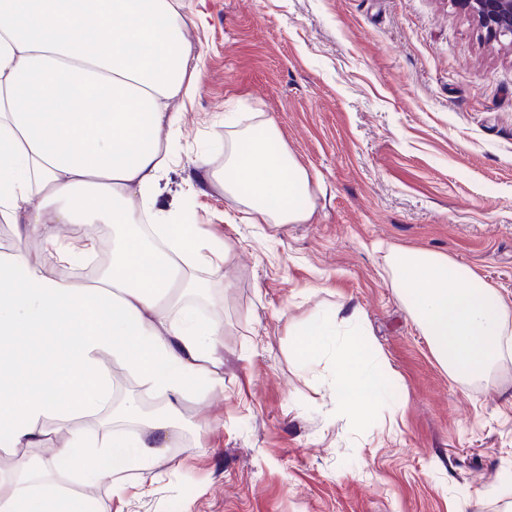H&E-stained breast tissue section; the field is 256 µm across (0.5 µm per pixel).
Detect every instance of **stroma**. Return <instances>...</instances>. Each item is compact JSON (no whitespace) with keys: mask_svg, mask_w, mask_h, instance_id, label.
<instances>
[{"mask_svg":"<svg viewBox=\"0 0 512 512\" xmlns=\"http://www.w3.org/2000/svg\"><path fill=\"white\" fill-rule=\"evenodd\" d=\"M200 57L164 204L228 256L205 271L224 309L223 392L181 401L179 435L137 496L52 479L77 512H512V360L452 378L393 288L390 249L440 252L512 295V48L452 0H204ZM272 118L311 176L298 224H247L195 181L227 129ZM235 216V223L224 220ZM353 322L397 389L367 420L329 395L334 362L303 366L315 317ZM404 404L392 416L390 404Z\"/></svg>","mask_w":512,"mask_h":512,"instance_id":"35a3bbf8","label":"stroma"}]
</instances>
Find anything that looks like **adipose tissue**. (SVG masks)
Returning a JSON list of instances; mask_svg holds the SVG:
<instances>
[{
  "label": "adipose tissue",
  "mask_w": 512,
  "mask_h": 512,
  "mask_svg": "<svg viewBox=\"0 0 512 512\" xmlns=\"http://www.w3.org/2000/svg\"><path fill=\"white\" fill-rule=\"evenodd\" d=\"M199 18L186 0H0V222L15 234L0 249V451H34L0 479V512H73L49 482L61 461L124 499L121 474L151 467L170 448L175 425L164 414L136 435L74 431L52 458L37 456L48 419L110 406L107 360L128 365L172 408L223 385L224 318L199 319L183 299L206 287L200 270L222 259L198 225L159 203L180 125L169 103L199 87L186 36ZM195 167L242 205L248 223L296 224L312 213L308 175L272 120L237 131L222 166L201 156ZM96 224L113 231L101 272L49 274L47 264L95 253ZM34 236L40 261L27 248ZM387 261L451 376L482 379L512 357V298L446 254L394 250ZM335 336V322L313 319L297 344L303 364L319 361ZM334 362L333 400L368 417L394 383L389 365L361 330Z\"/></svg>",
  "instance_id": "adipose-tissue-1"
}]
</instances>
